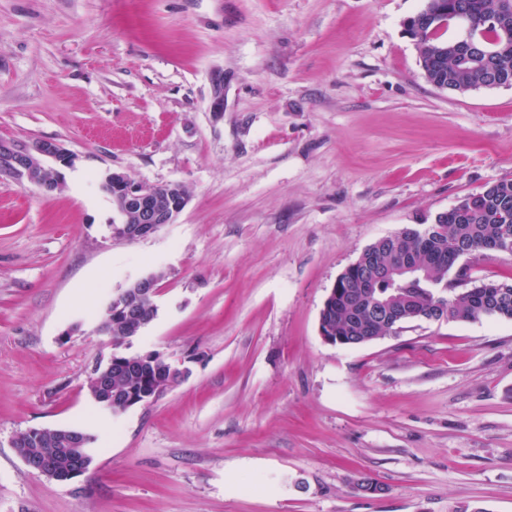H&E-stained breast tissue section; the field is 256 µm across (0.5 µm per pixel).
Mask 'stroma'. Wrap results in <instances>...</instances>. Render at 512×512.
<instances>
[{"mask_svg":"<svg viewBox=\"0 0 512 512\" xmlns=\"http://www.w3.org/2000/svg\"><path fill=\"white\" fill-rule=\"evenodd\" d=\"M422 6L0 0V141L74 156L51 193L0 174V512H512V320L319 330L366 247L512 178V87L429 84L404 31ZM109 171L189 201L113 241ZM459 264L512 280L510 253ZM157 271L122 351L188 377L113 417L88 393L111 353L93 328ZM33 427L96 434L90 470L32 473L13 442Z\"/></svg>","mask_w":512,"mask_h":512,"instance_id":"1","label":"stroma"}]
</instances>
